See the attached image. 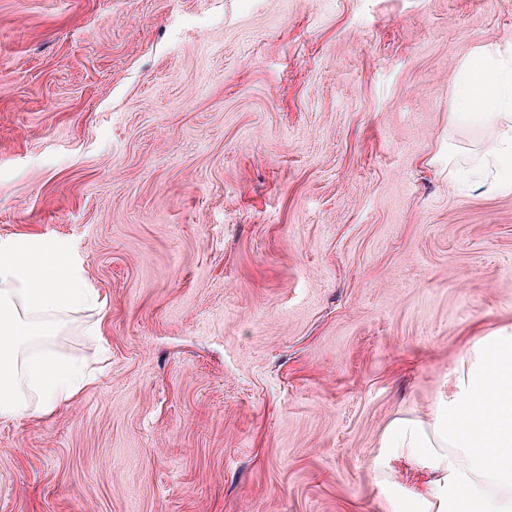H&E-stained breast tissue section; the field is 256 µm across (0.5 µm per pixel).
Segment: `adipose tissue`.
Segmentation results:
<instances>
[{"label":"adipose tissue","instance_id":"adipose-tissue-1","mask_svg":"<svg viewBox=\"0 0 512 512\" xmlns=\"http://www.w3.org/2000/svg\"><path fill=\"white\" fill-rule=\"evenodd\" d=\"M450 126H492L496 137L470 169L478 187L512 188V51L480 49L462 64ZM63 249L29 239L0 243V420L49 415L96 378L58 356L45 339L73 312L99 308ZM435 478L422 503L389 512H512V331L478 339L454 376V393L434 420H408L386 436Z\"/></svg>","mask_w":512,"mask_h":512}]
</instances>
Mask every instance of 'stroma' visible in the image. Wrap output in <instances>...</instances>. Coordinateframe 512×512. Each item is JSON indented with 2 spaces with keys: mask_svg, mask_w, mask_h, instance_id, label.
Listing matches in <instances>:
<instances>
[{
  "mask_svg": "<svg viewBox=\"0 0 512 512\" xmlns=\"http://www.w3.org/2000/svg\"><path fill=\"white\" fill-rule=\"evenodd\" d=\"M512 0H0V242L103 302L109 365L0 421V512H387L384 447L512 331V190L466 187L462 62Z\"/></svg>",
  "mask_w": 512,
  "mask_h": 512,
  "instance_id": "obj_1",
  "label": "stroma"
}]
</instances>
